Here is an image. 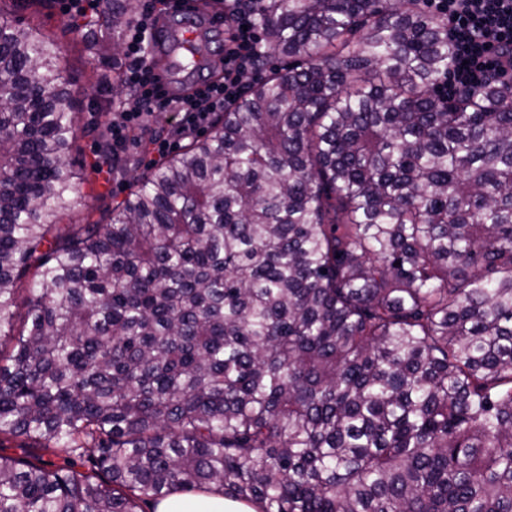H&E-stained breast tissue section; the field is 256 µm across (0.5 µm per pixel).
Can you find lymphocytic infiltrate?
<instances>
[{"label":"lymphocytic infiltrate","mask_w":512,"mask_h":512,"mask_svg":"<svg viewBox=\"0 0 512 512\" xmlns=\"http://www.w3.org/2000/svg\"><path fill=\"white\" fill-rule=\"evenodd\" d=\"M427 7L448 23V37L455 48L454 62L440 92L450 97L461 89H476L512 75V0H425ZM224 36V71L219 79H203L187 95L164 97L152 76L149 40L154 34L151 14L129 24L124 35L128 60L124 81L134 90L121 107L119 122L112 125L115 142L126 130L142 125L157 112L170 113L180 134L195 132L223 111L232 97L245 90V76L256 70L262 54L254 11L238 10L227 17Z\"/></svg>","instance_id":"1"}]
</instances>
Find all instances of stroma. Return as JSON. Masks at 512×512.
Returning a JSON list of instances; mask_svg holds the SVG:
<instances>
[{
	"label": "stroma",
	"instance_id": "35a3bbf8",
	"mask_svg": "<svg viewBox=\"0 0 512 512\" xmlns=\"http://www.w3.org/2000/svg\"><path fill=\"white\" fill-rule=\"evenodd\" d=\"M111 11L112 0H102L97 10L71 19L61 13L59 0H41L40 4L14 12L20 23L39 26L47 38L60 46L68 79L65 105L76 112L79 120L78 141L71 160L81 178L74 206L61 217L65 224L99 220L102 205L122 200L132 176L148 167L154 139L173 137L178 145L186 143L185 136L176 135L169 113L158 112L142 126L127 131L124 143L114 149L112 172L93 171L102 123L117 112L129 95L128 89L113 87L114 78L125 71L127 59L120 32L100 23L101 17Z\"/></svg>",
	"mask_w": 512,
	"mask_h": 512
}]
</instances>
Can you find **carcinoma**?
Instances as JSON below:
<instances>
[{"instance_id":"carcinoma-1","label":"carcinoma","mask_w":512,"mask_h":512,"mask_svg":"<svg viewBox=\"0 0 512 512\" xmlns=\"http://www.w3.org/2000/svg\"><path fill=\"white\" fill-rule=\"evenodd\" d=\"M257 20L288 66L63 227L61 50L0 7V437L92 462L0 456V512H512V91L441 97L421 0ZM27 278H23L20 282L17 283V305H16V330L14 332H8L7 328H4L2 331V348L4 352H6L9 347L11 346L10 337L8 334L17 333L18 328L23 323V321L26 319L27 316V296H28V290L29 283ZM204 506H209L205 508ZM255 512L244 503L224 499L222 496H209L203 499L169 498L156 506L140 503L138 512Z\"/></svg>"}]
</instances>
